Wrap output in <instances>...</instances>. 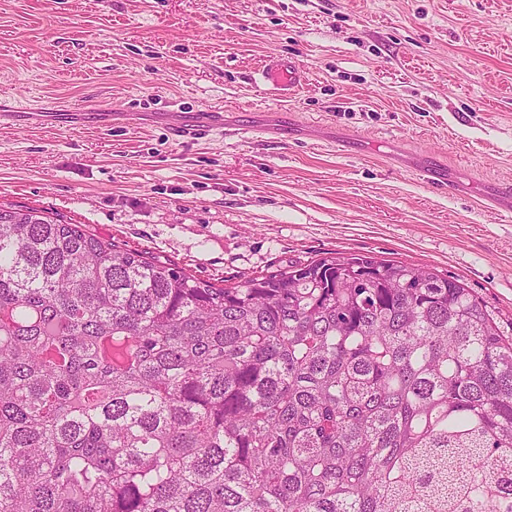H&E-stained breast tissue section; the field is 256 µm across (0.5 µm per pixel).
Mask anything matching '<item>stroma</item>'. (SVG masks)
<instances>
[{"label": "stroma", "mask_w": 512, "mask_h": 512, "mask_svg": "<svg viewBox=\"0 0 512 512\" xmlns=\"http://www.w3.org/2000/svg\"><path fill=\"white\" fill-rule=\"evenodd\" d=\"M304 74L288 95L269 58ZM320 132L172 140L145 112ZM0 205L235 283L328 252L458 278L512 333V0H0ZM70 112H122L93 129ZM431 156L469 193L424 183ZM261 79L264 85L275 90L285 91L298 87L304 81V75L290 60L271 59L261 71Z\"/></svg>", "instance_id": "1"}]
</instances>
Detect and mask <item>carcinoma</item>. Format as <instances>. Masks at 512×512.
<instances>
[{"label":"carcinoma","instance_id":"1","mask_svg":"<svg viewBox=\"0 0 512 512\" xmlns=\"http://www.w3.org/2000/svg\"><path fill=\"white\" fill-rule=\"evenodd\" d=\"M512 339L459 279L219 287L0 206V512H512Z\"/></svg>","mask_w":512,"mask_h":512}]
</instances>
